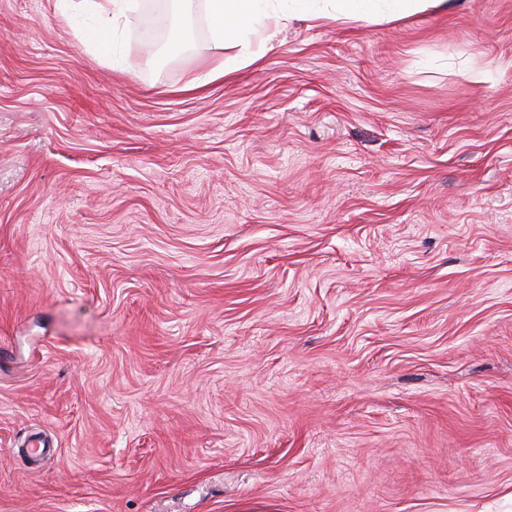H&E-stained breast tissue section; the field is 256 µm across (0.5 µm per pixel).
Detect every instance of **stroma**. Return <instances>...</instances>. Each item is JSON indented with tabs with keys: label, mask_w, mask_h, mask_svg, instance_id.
<instances>
[{
	"label": "stroma",
	"mask_w": 512,
	"mask_h": 512,
	"mask_svg": "<svg viewBox=\"0 0 512 512\" xmlns=\"http://www.w3.org/2000/svg\"><path fill=\"white\" fill-rule=\"evenodd\" d=\"M280 7L0 0V512H512V0ZM108 4L110 9H103L102 18L104 23L97 28H93L88 30L87 38L93 41L98 42L105 52L112 51V43L114 39V28H112V10L114 15V8L118 10L122 9H132L134 7V1L130 0H107L104 1ZM113 8V9H112ZM111 11V15L109 16V12ZM211 20L210 35L215 43L224 47L228 43L236 52L212 69L204 77L207 82L224 74L252 64L261 50L274 47L272 33L257 44L249 35L250 31L279 29L286 19L270 0H206ZM332 10L313 9L308 18L314 21H331L337 24L370 21L377 12L375 0H334ZM447 0H390L387 4L388 16L392 19L404 18L428 5L445 6Z\"/></svg>",
	"instance_id": "obj_1"
}]
</instances>
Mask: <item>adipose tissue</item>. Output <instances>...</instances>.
Masks as SVG:
<instances>
[{
    "instance_id": "ef3b65f1",
    "label": "adipose tissue",
    "mask_w": 512,
    "mask_h": 512,
    "mask_svg": "<svg viewBox=\"0 0 512 512\" xmlns=\"http://www.w3.org/2000/svg\"><path fill=\"white\" fill-rule=\"evenodd\" d=\"M211 20L210 35L218 44H229L233 55L222 66L208 72V79L252 64L261 50L273 49L267 33L279 29L285 20L273 0H206Z\"/></svg>"
}]
</instances>
